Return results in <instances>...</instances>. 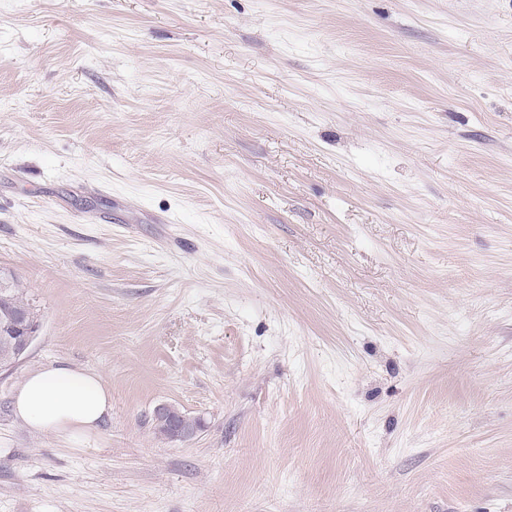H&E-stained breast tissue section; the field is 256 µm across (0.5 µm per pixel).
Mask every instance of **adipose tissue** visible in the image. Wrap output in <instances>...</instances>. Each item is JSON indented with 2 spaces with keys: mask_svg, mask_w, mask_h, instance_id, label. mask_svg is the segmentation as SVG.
<instances>
[{
  "mask_svg": "<svg viewBox=\"0 0 512 512\" xmlns=\"http://www.w3.org/2000/svg\"><path fill=\"white\" fill-rule=\"evenodd\" d=\"M16 419L35 433L78 436L112 415V393L94 370L67 363L30 371L13 395Z\"/></svg>",
  "mask_w": 512,
  "mask_h": 512,
  "instance_id": "obj_1",
  "label": "adipose tissue"
}]
</instances>
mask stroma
Instances as JSON below:
<instances>
[{"mask_svg": "<svg viewBox=\"0 0 512 512\" xmlns=\"http://www.w3.org/2000/svg\"><path fill=\"white\" fill-rule=\"evenodd\" d=\"M1 268L0 512H512V0H0ZM31 304L33 305L22 283L15 276L12 277V281L5 288H1L0 280V316L7 311H13L18 307L30 306ZM22 311L18 316L24 318L1 317L0 319V342L7 359H21L36 337L37 316L29 307H24ZM16 419L34 433L91 434L112 415V393L89 368L67 363L30 371L13 395ZM153 417L165 424V440L170 443H186L196 438L198 431L173 419L172 407L161 405L155 408Z\"/></svg>", "mask_w": 512, "mask_h": 512, "instance_id": "35a3bbf8", "label": "stroma"}]
</instances>
